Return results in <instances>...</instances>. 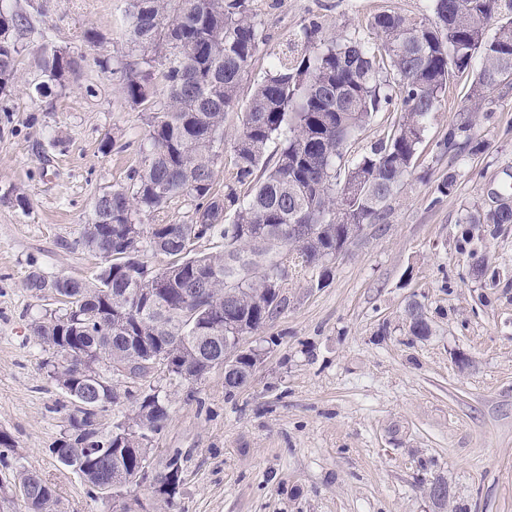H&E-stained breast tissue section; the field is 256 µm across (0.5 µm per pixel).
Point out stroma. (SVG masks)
Returning a JSON list of instances; mask_svg holds the SVG:
<instances>
[{
	"mask_svg": "<svg viewBox=\"0 0 512 512\" xmlns=\"http://www.w3.org/2000/svg\"><path fill=\"white\" fill-rule=\"evenodd\" d=\"M42 37L24 35L19 79L0 94V431L15 449L0 465V512H26L16 469H33L58 493L56 512H163L148 483L120 497L95 494L51 449L73 406L43 367L51 352L31 323L47 305L26 288L40 270L93 281L100 260L80 241L96 198L128 184L141 162L149 104L121 93L127 60L125 0H20ZM265 42L242 78L262 80L276 53L322 36L370 40L381 12L422 20L430 0H252ZM95 32L97 46L84 43ZM69 52L65 89L35 93L43 51ZM468 91L452 81L426 132L419 168L341 255L330 282L290 273L284 305L247 345L266 351L250 383L224 387L215 369L171 385L172 416L154 435L150 465L172 453L184 480L172 512H512V224L466 229L462 209L512 186V92L479 129L476 155L434 151ZM455 171L444 198L434 188ZM25 196L19 207L17 196ZM474 245H467L466 234ZM498 271L474 278L470 248ZM418 301L432 334L412 336L405 308ZM445 483L443 503L427 495Z\"/></svg>",
	"mask_w": 512,
	"mask_h": 512,
	"instance_id": "obj_1",
	"label": "stroma"
}]
</instances>
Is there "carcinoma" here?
<instances>
[{"mask_svg": "<svg viewBox=\"0 0 512 512\" xmlns=\"http://www.w3.org/2000/svg\"><path fill=\"white\" fill-rule=\"evenodd\" d=\"M128 41L140 62L121 67V90L134 104L151 96L154 72L166 96L153 113L141 146L140 167L128 186L97 197L99 210L80 237L101 260L92 282L33 273L27 288L38 298L58 296L32 325L52 350L47 376L72 400L88 398L98 411L79 408L51 448L57 461L92 486L107 476L137 483L148 467L153 435L171 419L162 386L143 387L157 373L169 382L194 384L204 362L256 335L281 307L271 271L286 261L322 288L333 276L336 247L351 224H385L391 201L415 172L432 115L449 79L471 85L457 120L435 142L439 154L484 150L477 131L493 93L512 88V0H430L432 17L416 21L397 13L375 15L368 26L378 42L322 38L315 23L304 28L300 54L276 57L249 96L231 151L235 181L214 189L224 163V116L239 105L240 83L265 41L250 0H126ZM27 13L0 8V92L16 79L18 33H31ZM43 95L76 72L69 53L43 54ZM398 112L387 137L355 160L347 143L379 112ZM275 150L269 151L271 143ZM250 187L240 197L238 188ZM190 204L185 221L146 224L174 200ZM461 224H512V196L495 193L494 204L466 209ZM314 226L311 237L292 241L295 225ZM218 238L222 249L186 251L193 240ZM174 263L139 279L147 256ZM418 338L431 325L413 301L405 309ZM71 362L59 364L62 354ZM255 355L242 352L224 374L232 392L246 386ZM138 387L119 392L114 378ZM128 409L109 430L101 418L112 407ZM89 441L101 457L81 448ZM181 455L174 453L153 482L181 485ZM15 488L29 512H52L56 489L35 470L16 473Z\"/></svg>", "mask_w": 512, "mask_h": 512, "instance_id": "1", "label": "carcinoma"}]
</instances>
